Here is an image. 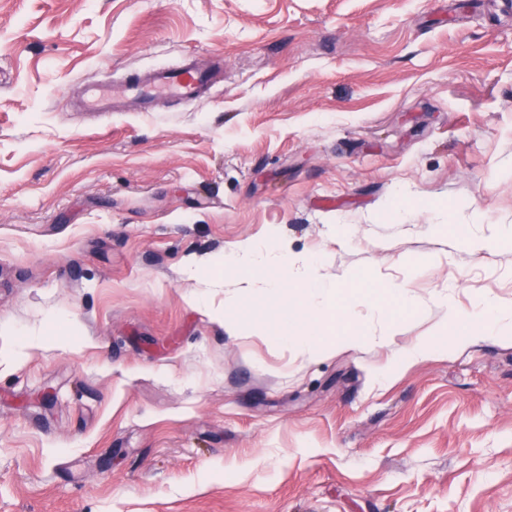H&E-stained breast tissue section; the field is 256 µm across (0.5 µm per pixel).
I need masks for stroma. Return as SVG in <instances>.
<instances>
[{"label": "stroma", "instance_id": "stroma-1", "mask_svg": "<svg viewBox=\"0 0 512 512\" xmlns=\"http://www.w3.org/2000/svg\"><path fill=\"white\" fill-rule=\"evenodd\" d=\"M190 54L210 98L81 105ZM460 224L512 226V0H0V512H512V338L466 319L512 246ZM273 235L406 283L391 344L296 356L258 295L229 337L185 268Z\"/></svg>", "mask_w": 512, "mask_h": 512}]
</instances>
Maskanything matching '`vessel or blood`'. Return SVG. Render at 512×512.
<instances>
[{"label": "vessel or blood", "instance_id": "vessel-or-blood-1", "mask_svg": "<svg viewBox=\"0 0 512 512\" xmlns=\"http://www.w3.org/2000/svg\"><path fill=\"white\" fill-rule=\"evenodd\" d=\"M221 76V69L199 65L187 57L178 65L144 73L121 94L105 83L90 85L83 104L95 112H121L129 105L147 107L163 93L187 101L204 99L219 83Z\"/></svg>", "mask_w": 512, "mask_h": 512}]
</instances>
